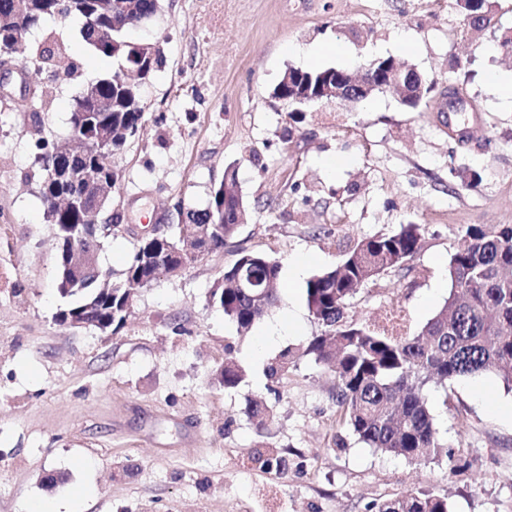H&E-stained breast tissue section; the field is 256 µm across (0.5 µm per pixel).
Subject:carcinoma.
<instances>
[{
    "label": "carcinoma",
    "instance_id": "cac0c4a2",
    "mask_svg": "<svg viewBox=\"0 0 512 512\" xmlns=\"http://www.w3.org/2000/svg\"><path fill=\"white\" fill-rule=\"evenodd\" d=\"M495 7V0H472L469 17L473 21L467 22L471 32L478 33L491 22ZM159 8V0H112L106 10L99 7V0H74L71 15L83 20L82 39L96 52L115 59L119 71L86 86L75 99L72 136L91 144V148L87 154L71 156L73 166H96L105 178L114 180V172L103 163L95 133L100 126H111L115 134L112 150L118 151L126 144V132L141 127L143 107L125 97L118 78L125 69L146 66L151 73L161 64L163 53H156L148 64L143 52L126 37L132 21L151 18ZM51 16L52 0H28L18 24L0 27V42L41 26ZM55 54L53 45L45 43L31 50L26 59L33 69L49 67ZM330 77L329 68L299 70V79L312 90ZM102 99L111 103L107 112L96 109ZM72 191V185L40 189L46 219L59 235L67 225L79 221L78 213L56 202L59 194ZM240 211H248V205L237 172L229 166L224 180L213 187L206 208L186 210L185 223L211 224L222 219L224 237L213 243L218 249L236 233ZM421 237L420 225L406 224L395 234L363 239L346 247L336 267L308 280L307 305L323 331L299 353L289 347L282 350L266 367V375L278 380L285 377L300 354L317 364L330 365L335 372L336 403L342 421L361 442L411 461L445 456L451 462L454 453L440 441L428 408L426 386L435 378L448 382L483 373L496 374L512 384V224H470L462 229L461 245L448 263V300L418 333L393 334L346 321L348 302L359 287L411 261L418 253ZM148 250L157 252L163 261L175 260L162 243L142 241L127 263L124 282L143 285L154 281L153 270L138 263L139 254ZM279 269V263L265 254L241 250L233 265L224 269L223 287L211 289L209 299L239 328L247 330L278 301ZM238 271L273 284L264 302L258 304L251 294L232 287ZM102 278V270L90 272L83 286L70 293L73 306L96 297ZM124 307V290L112 289V305L101 304L99 320L109 319L111 311ZM246 376L241 367L226 365L216 379L226 388H235ZM366 512H448V497L420 490L372 501Z\"/></svg>",
    "mask_w": 512,
    "mask_h": 512
}]
</instances>
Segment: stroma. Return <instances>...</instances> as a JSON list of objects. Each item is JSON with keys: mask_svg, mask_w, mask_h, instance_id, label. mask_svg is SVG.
<instances>
[{"mask_svg": "<svg viewBox=\"0 0 512 512\" xmlns=\"http://www.w3.org/2000/svg\"><path fill=\"white\" fill-rule=\"evenodd\" d=\"M82 25L54 17L25 37L29 47L48 36L64 45L72 79L41 85L15 73L0 97V512L30 500L76 512H366L421 489L447 496L449 512H512V388L496 375L429 384L441 438L467 463L412 462L368 448L341 423L326 366L301 357L285 379L266 377L284 348L322 331L305 281L286 285L245 333L209 301L239 249L283 267L304 259L312 276L355 241L419 224L415 259L362 286L346 309L347 321L376 324L397 303L419 331L448 298L462 228L512 224V98L486 80L512 78L502 45L512 0H497L477 35L456 0H160L129 32L160 44L164 63L140 88L142 129L112 157L121 227L98 262L121 283L145 220L179 201L205 208L230 165L250 217L224 248L141 288L127 322L105 333L56 319L70 300L58 291L34 162L40 138L70 137L83 85L117 69L84 44ZM330 44L343 51L319 67L360 74L390 56L433 84L429 101L412 110L384 91L291 111L275 86L287 69L308 68L304 49ZM454 86L468 99L451 119L479 128L464 143L441 110ZM473 171L481 183L464 187ZM292 310L296 332L266 337ZM227 361L247 372L233 389L214 378ZM255 399L273 413L262 426L248 412ZM259 451L281 466L258 468Z\"/></svg>", "mask_w": 512, "mask_h": 512, "instance_id": "obj_1", "label": "stroma"}]
</instances>
